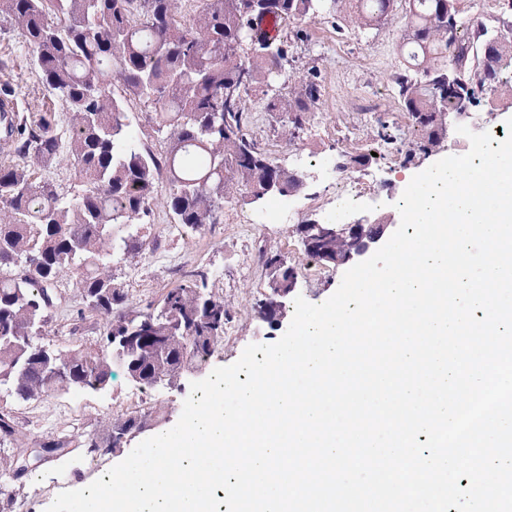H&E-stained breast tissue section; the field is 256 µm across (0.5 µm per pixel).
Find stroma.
<instances>
[{"mask_svg": "<svg viewBox=\"0 0 512 512\" xmlns=\"http://www.w3.org/2000/svg\"><path fill=\"white\" fill-rule=\"evenodd\" d=\"M331 28L330 22L316 20L288 29L289 35L297 39L296 54L314 61L322 85L319 105L299 140L288 141L275 131L273 119L263 108L261 93H250L247 98L248 137L282 167L303 177L302 188L290 198L289 220H281L274 213L273 200L247 204L236 196L225 203L219 223L198 231H174L166 204L158 200L140 224L148 241L146 250L112 265L115 282L125 288L131 307L140 310L159 307L167 291L186 272L208 271V289L223 296L230 318L224 328V341L208 359L207 369L233 364L250 344L268 345L281 337L259 314L268 294L263 254H281L297 268L296 293L309 303H323L341 284L343 269L328 266L320 275L307 272L312 259L296 232L298 225L310 219L328 222V212L339 190L335 179L322 177L311 167V160H333L348 153L371 154V161L352 169L351 174L370 180L372 195L347 210L340 220L345 223L363 216L382 217L396 225L400 222L396 204L407 186L406 174H418L446 156L460 154L468 142L467 137L452 129L432 151L412 150L411 145L419 141L420 134L409 125L390 82L401 61L397 51L398 24L364 33L352 28L335 34ZM2 59L7 60L8 67L0 69V83L14 85L18 112H38L50 105L49 90L20 36L0 21ZM472 112L484 119L486 128L505 127L512 118V75H505L495 90L483 93ZM387 132L395 135L389 144L382 139ZM72 281L71 273H60L59 285L66 300L52 310L49 322L47 340L60 350L77 344H97L105 332L103 317L82 312ZM191 382L187 376L173 386L147 388L149 408L162 418L160 431L177 423ZM133 389V384L120 373L105 392H57L29 402L1 396L0 407L11 410L17 422V441L0 444V454L11 453L17 444L34 447L51 436L68 434L81 440L100 433L106 421L126 413ZM122 459L119 453L99 455L80 448L65 460L45 461L39 465L37 476L24 477V487L14 499L12 512H46L56 494L45 490L44 479L59 480L79 467L84 477L71 482L70 487L81 489Z\"/></svg>", "mask_w": 512, "mask_h": 512, "instance_id": "1", "label": "stroma"}]
</instances>
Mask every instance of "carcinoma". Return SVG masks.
<instances>
[{
	"label": "carcinoma",
	"instance_id": "carcinoma-1",
	"mask_svg": "<svg viewBox=\"0 0 512 512\" xmlns=\"http://www.w3.org/2000/svg\"><path fill=\"white\" fill-rule=\"evenodd\" d=\"M0 0L31 50L33 62L64 116L54 110L14 114L0 151V392L22 401L65 390L101 391L115 376L112 332L180 336L194 326L205 337L201 364L224 339V300L206 292L208 274L194 270L170 289L157 311H137L112 279V262L146 249L136 221L159 193L177 224L198 230L219 223L230 194L259 200L271 186L296 192L303 177L275 161L243 132L246 96L260 91L281 134L293 141L310 121L320 97L315 67L290 77L285 27L306 19L347 17L371 29L401 11V67L391 80L411 126L428 150L443 136L433 121L461 108L448 80L473 77L470 105L512 68V0H499L497 26L475 24L462 0ZM279 24L278 34L267 22ZM117 76L128 94L151 106L149 123L164 149L137 142L127 112L111 89ZM61 154L83 182L71 199L38 172ZM76 273L78 297L106 321L96 348L57 350L38 340L50 310L62 302L57 279ZM140 384L178 380V355H144L135 362ZM161 422L150 412L111 420L89 440H45L61 458L67 448L102 455L117 448L114 434ZM25 449L0 457V470L20 479Z\"/></svg>",
	"mask_w": 512,
	"mask_h": 512
}]
</instances>
